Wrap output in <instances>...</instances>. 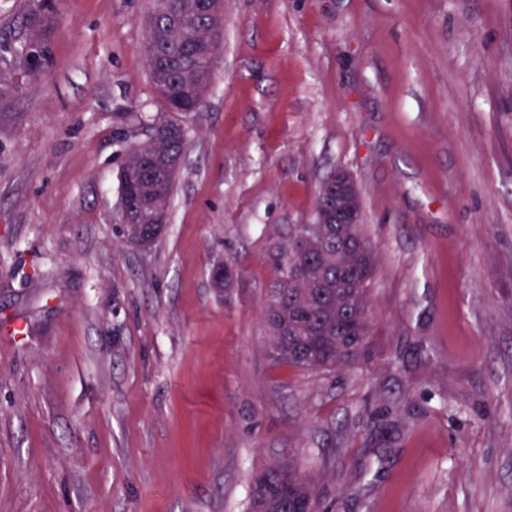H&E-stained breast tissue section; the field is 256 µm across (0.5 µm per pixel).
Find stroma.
<instances>
[{
    "instance_id": "obj_1",
    "label": "stroma",
    "mask_w": 512,
    "mask_h": 512,
    "mask_svg": "<svg viewBox=\"0 0 512 512\" xmlns=\"http://www.w3.org/2000/svg\"><path fill=\"white\" fill-rule=\"evenodd\" d=\"M29 4L0 0V512H248L291 458L316 512H512V0H224L147 247L117 173L166 109L154 2L60 0L35 81ZM338 170L373 332L315 373L272 358L261 302ZM327 182H336V187L341 190L336 194V215L344 213L348 218H354L358 214L359 193L351 176L338 170Z\"/></svg>"
}]
</instances>
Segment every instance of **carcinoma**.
<instances>
[{
    "instance_id": "1",
    "label": "carcinoma",
    "mask_w": 512,
    "mask_h": 512,
    "mask_svg": "<svg viewBox=\"0 0 512 512\" xmlns=\"http://www.w3.org/2000/svg\"><path fill=\"white\" fill-rule=\"evenodd\" d=\"M197 0H156L149 19L157 50L175 82L162 91L175 112L203 102L211 88L216 52L223 35L211 36L204 18L193 26L171 21V15L194 13ZM56 23L55 0H35L22 24L27 55L40 62L37 77L50 57V38ZM180 123L166 118L155 123L151 136L140 142V153L120 166V193L129 205L151 204L170 210L176 176L187 140L179 137ZM165 225L146 238L131 224L123 225L128 241L153 243ZM377 259L361 224H327L320 209L314 223L296 224L288 252L275 258V278L264 300V317L273 357L311 372L348 366L367 355L372 333L369 293ZM311 481L294 461L272 465L254 478L250 512H313Z\"/></svg>"
}]
</instances>
